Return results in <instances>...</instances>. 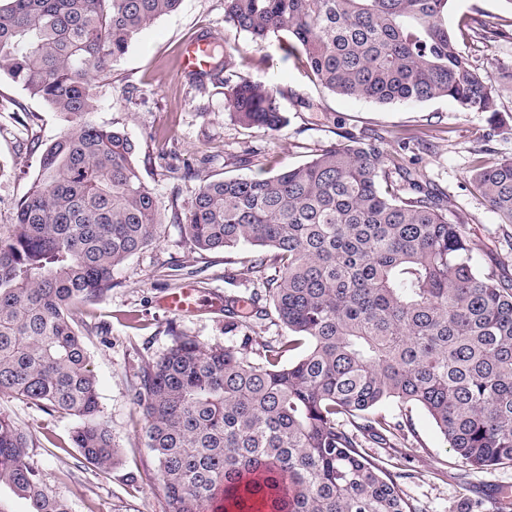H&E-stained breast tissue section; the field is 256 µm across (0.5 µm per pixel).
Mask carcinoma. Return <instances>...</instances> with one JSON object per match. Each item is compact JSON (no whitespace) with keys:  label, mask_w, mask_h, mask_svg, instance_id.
Here are the masks:
<instances>
[{"label":"carcinoma","mask_w":512,"mask_h":512,"mask_svg":"<svg viewBox=\"0 0 512 512\" xmlns=\"http://www.w3.org/2000/svg\"><path fill=\"white\" fill-rule=\"evenodd\" d=\"M182 0H0V75L67 123L46 145L0 231V394L73 416L71 445L99 470L118 450L100 409L77 319L115 285L114 270L155 240L157 200L123 131L89 119L97 82L139 33ZM452 0H224V21L256 43L299 53L329 92L386 105L450 98L497 112L499 82L457 48ZM224 83L246 126L286 124L284 91L231 57L197 76ZM470 184L512 224V158L473 161ZM201 252L256 249L248 270L288 332L252 360L233 347L173 343L144 363L135 397L167 512H421L367 460L427 411L472 470L512 464V284L475 264L447 200L374 142L349 137L269 177L202 178L185 224ZM24 431L0 413V486L29 512H69L28 462Z\"/></svg>","instance_id":"obj_1"}]
</instances>
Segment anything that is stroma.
I'll use <instances>...</instances> for the list:
<instances>
[{
  "mask_svg": "<svg viewBox=\"0 0 512 512\" xmlns=\"http://www.w3.org/2000/svg\"><path fill=\"white\" fill-rule=\"evenodd\" d=\"M512 22L504 0H453L449 27L461 19ZM211 34L234 55L243 75L280 86L287 124L271 132L234 122L225 109V89L216 80L197 82L179 68L181 45ZM460 48L481 72L498 78L512 72V38L487 42L459 36ZM92 119L124 129L140 146L139 165L162 213L188 214L199 188L192 173L217 177L271 176L303 164L343 136L377 141L388 159H401L447 198L448 219L461 225L482 271L512 280V224L491 212L469 179L477 152L512 157V84L500 86L496 113L461 109L448 98L424 103L379 105L329 93L312 81L298 56L277 43L257 45L224 21V0H182L179 9L157 19L131 45L101 83ZM66 124L57 112L0 77V227L15 221L16 207L35 176L42 149ZM251 249L201 253L182 225H158L156 241L115 269L116 288L89 307L91 327L83 337L97 379L99 402L119 448V461L102 471L84 464L69 436L74 417L45 412L0 395V413L29 436L30 462L53 496L70 512H166L154 454L145 439L146 422L134 399L139 368L172 344V331L204 345L245 348L284 335L276 316L226 324L224 312L193 314L162 309L160 297L173 293L172 266L194 271L200 295L249 297L258 283L245 264ZM251 346H244V337ZM384 412L407 413L412 431L386 448L370 443L367 458L397 475L407 497L422 512H462L465 499L483 492L512 493V466L467 471L443 441L428 413L390 402Z\"/></svg>",
  "mask_w": 512,
  "mask_h": 512,
  "instance_id": "35a3bbf8",
  "label": "stroma"
}]
</instances>
